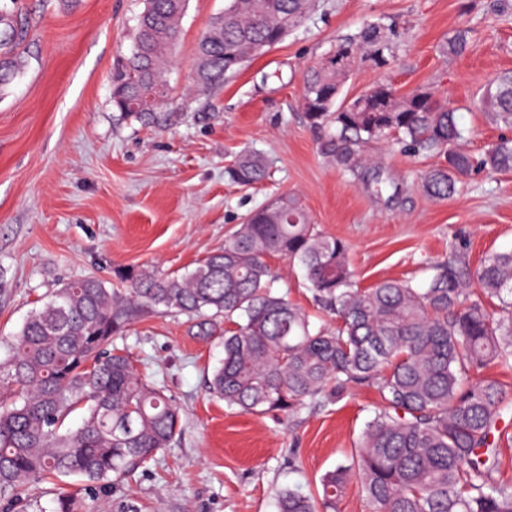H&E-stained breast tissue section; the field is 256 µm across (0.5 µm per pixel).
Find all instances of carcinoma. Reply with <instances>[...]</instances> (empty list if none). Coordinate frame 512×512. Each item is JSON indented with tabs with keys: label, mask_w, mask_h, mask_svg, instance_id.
<instances>
[{
	"label": "carcinoma",
	"mask_w": 512,
	"mask_h": 512,
	"mask_svg": "<svg viewBox=\"0 0 512 512\" xmlns=\"http://www.w3.org/2000/svg\"><path fill=\"white\" fill-rule=\"evenodd\" d=\"M188 0H145L133 46L114 71L112 105L120 116L161 129L171 95L149 108L144 99L169 87L166 74L181 35ZM313 0H227L199 40L193 86L224 84L307 20ZM28 23L0 10V89L18 75V49ZM399 32L382 20L336 45L325 62L303 74L302 112L323 131L318 152L339 172L366 167V145L386 139L412 157L440 156L421 174L437 200L459 195L474 170H512V139L476 156L460 147L456 112L431 91L402 96L378 81L338 101L349 71L336 67L346 48L380 69L390 65ZM470 48L459 29L443 50ZM479 108L512 129V73L491 82ZM231 180L251 187L269 177L259 155H239ZM304 272L318 308L334 316L315 327L310 315L274 287L271 261ZM427 285L385 280L361 288L348 246L311 223L299 199L280 195L248 214L224 246L190 271L164 274L119 268V287L97 277L64 284L3 341L0 357V512H44L42 484L76 476L81 487L60 489L53 512H145L121 493L138 472L171 447L180 432L175 400L141 375L127 351L109 348L148 314L184 315L200 326L224 320V357L212 370L210 393L230 409L288 415L344 398L354 385L373 388L381 404L365 423L352 462L325 472L321 494L283 489L278 512H338L354 483L375 512H512V481L494 478L512 434V390L489 364L512 371V252L492 253L471 267L467 241L457 238ZM480 294H475L473 288ZM74 428L66 421L76 411Z\"/></svg>",
	"instance_id": "obj_1"
}]
</instances>
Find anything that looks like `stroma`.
<instances>
[{"mask_svg": "<svg viewBox=\"0 0 512 512\" xmlns=\"http://www.w3.org/2000/svg\"><path fill=\"white\" fill-rule=\"evenodd\" d=\"M226 0H189L164 131L121 119L112 73L129 55L144 0H0L29 22L25 66L0 92V338L64 283L112 281L119 267L162 273L193 269L223 246L235 224L282 194L297 195L312 223L350 246L361 287L387 278L423 285L456 232L472 265L512 251V171L474 174L466 192L437 201L417 176L427 161L383 141L365 152L388 184L345 176L317 151L299 107L302 73L364 22L393 24L395 60L356 64L341 87L348 100L385 79L399 94L435 93L456 112L464 149L480 153L502 131L475 105L491 80L512 71V5L501 0H315L305 25L250 62L223 87L192 88L195 47ZM465 29L473 49L443 53ZM244 152L264 156L271 180L243 188L227 168ZM279 288L314 311L302 273L273 260ZM139 371L152 374L181 409V431L127 491L151 512H277L289 487L316 493L326 471L348 462L380 403L365 386L341 401L287 418L227 408L207 392L223 356L218 336L184 316L148 315L122 340Z\"/></svg>", "mask_w": 512, "mask_h": 512, "instance_id": "obj_1", "label": "stroma"}]
</instances>
